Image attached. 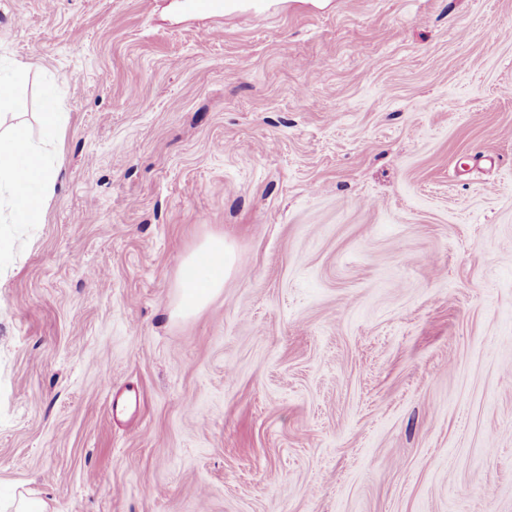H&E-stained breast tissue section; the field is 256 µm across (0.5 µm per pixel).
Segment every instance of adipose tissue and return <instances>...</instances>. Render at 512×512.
<instances>
[{
    "mask_svg": "<svg viewBox=\"0 0 512 512\" xmlns=\"http://www.w3.org/2000/svg\"><path fill=\"white\" fill-rule=\"evenodd\" d=\"M27 76L25 66L0 72V209L10 223H42L54 193L52 163L45 149L61 129L62 115L53 97H46L40 114L41 142H34L22 117L27 100L19 87ZM235 267L232 248L223 236H209L181 264L176 312L194 314L207 306L224 288V279Z\"/></svg>",
    "mask_w": 512,
    "mask_h": 512,
    "instance_id": "1",
    "label": "adipose tissue"
}]
</instances>
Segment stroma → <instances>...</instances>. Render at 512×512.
<instances>
[{"instance_id": "1", "label": "stroma", "mask_w": 512, "mask_h": 512, "mask_svg": "<svg viewBox=\"0 0 512 512\" xmlns=\"http://www.w3.org/2000/svg\"><path fill=\"white\" fill-rule=\"evenodd\" d=\"M221 28L0 0L33 135L65 114L44 223H0V499L512 512V0ZM214 234L235 269L174 318ZM63 113L57 112V104L53 97L46 96L39 117L43 143L52 141L58 136Z\"/></svg>"}]
</instances>
